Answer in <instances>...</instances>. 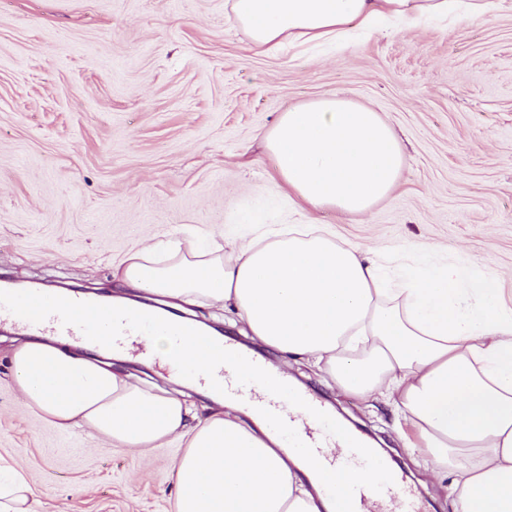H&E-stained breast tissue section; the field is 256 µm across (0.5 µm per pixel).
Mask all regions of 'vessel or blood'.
<instances>
[{
  "label": "vessel or blood",
  "mask_w": 512,
  "mask_h": 512,
  "mask_svg": "<svg viewBox=\"0 0 512 512\" xmlns=\"http://www.w3.org/2000/svg\"><path fill=\"white\" fill-rule=\"evenodd\" d=\"M94 308L95 301L88 295L61 303L51 288L26 294L14 288L0 289V323L15 326L27 336L94 342L97 333L88 320ZM103 325L113 353L159 329L177 351L184 346L187 334L181 326L129 312L106 314ZM195 344L209 358L207 367L197 375L199 381L223 388L246 407L259 411L273 429H289L295 447L303 449L319 466L355 474L369 469L378 475L377 484L369 486L357 480L348 485L334 498V512H424L420 500L403 486L399 476L359 438L333 422L310 394L295 390L287 375L267 368L230 342L199 338ZM333 446L342 447L343 452L331 458L326 450Z\"/></svg>",
  "instance_id": "1"
}]
</instances>
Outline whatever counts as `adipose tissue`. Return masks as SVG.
Returning <instances> with one entry per match:
<instances>
[{"instance_id": "adipose-tissue-1", "label": "adipose tissue", "mask_w": 512, "mask_h": 512, "mask_svg": "<svg viewBox=\"0 0 512 512\" xmlns=\"http://www.w3.org/2000/svg\"><path fill=\"white\" fill-rule=\"evenodd\" d=\"M486 0H233L252 43L342 44L348 25L412 24L420 16L475 20ZM279 178L307 211L366 215L395 188L403 148L369 106L325 97L282 113L264 136ZM130 288L233 307L262 345L324 365L342 390L385 391L418 431L422 462L447 480L455 512H512V309L495 280L468 264L401 266L390 286L361 245H339L312 224H283L248 243L183 250L178 239L127 256ZM95 345L30 336L10 355L28 405L62 431L80 427L147 451L173 439L176 512H331L316 464L282 433L213 387L205 422L188 427L180 397L131 381Z\"/></svg>"}]
</instances>
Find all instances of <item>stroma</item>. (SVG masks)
I'll return each mask as SVG.
<instances>
[{
	"instance_id": "stroma-1",
	"label": "stroma",
	"mask_w": 512,
	"mask_h": 512,
	"mask_svg": "<svg viewBox=\"0 0 512 512\" xmlns=\"http://www.w3.org/2000/svg\"><path fill=\"white\" fill-rule=\"evenodd\" d=\"M231 0H0V278L123 294L131 251L189 228L216 242L306 223L275 186L261 138L281 112L322 97L374 107L405 164L366 216L327 208L319 224L390 267L422 246L495 279L512 306V0L482 20L375 30L342 49L260 51ZM196 318L284 367L390 454L425 512H454L419 462L391 400L282 358L235 310ZM0 327V476L22 473L35 512H174L179 441L141 453L63 432L28 405Z\"/></svg>"
}]
</instances>
